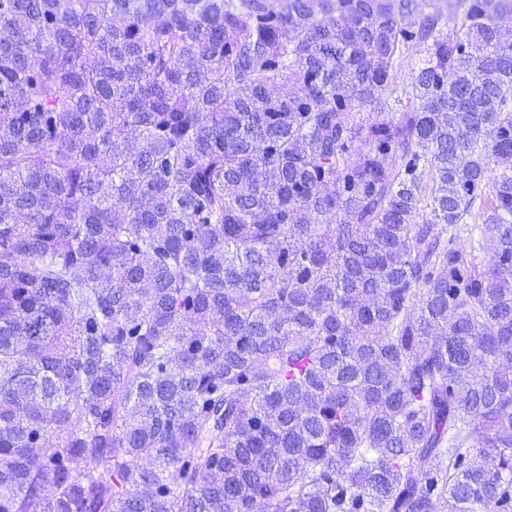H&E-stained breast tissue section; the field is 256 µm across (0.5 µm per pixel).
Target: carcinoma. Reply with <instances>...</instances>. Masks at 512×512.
Listing matches in <instances>:
<instances>
[{"label":"carcinoma","instance_id":"carcinoma-1","mask_svg":"<svg viewBox=\"0 0 512 512\" xmlns=\"http://www.w3.org/2000/svg\"><path fill=\"white\" fill-rule=\"evenodd\" d=\"M446 7L0 0V512H512V0Z\"/></svg>","mask_w":512,"mask_h":512}]
</instances>
